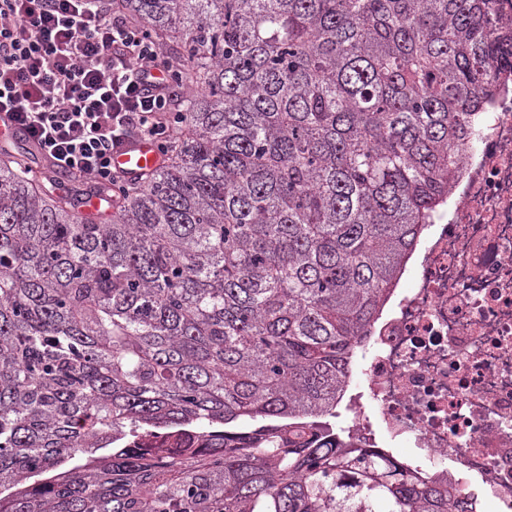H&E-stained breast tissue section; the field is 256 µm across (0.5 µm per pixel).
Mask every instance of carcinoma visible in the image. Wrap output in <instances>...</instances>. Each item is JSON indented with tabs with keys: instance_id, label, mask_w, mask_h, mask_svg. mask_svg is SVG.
Returning <instances> with one entry per match:
<instances>
[{
	"instance_id": "carcinoma-1",
	"label": "carcinoma",
	"mask_w": 512,
	"mask_h": 512,
	"mask_svg": "<svg viewBox=\"0 0 512 512\" xmlns=\"http://www.w3.org/2000/svg\"><path fill=\"white\" fill-rule=\"evenodd\" d=\"M112 10L182 121L95 221L0 145V512H473L324 419L501 85L497 0Z\"/></svg>"
}]
</instances>
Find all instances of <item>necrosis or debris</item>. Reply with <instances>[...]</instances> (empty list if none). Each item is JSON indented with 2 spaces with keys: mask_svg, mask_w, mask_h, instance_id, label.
Returning <instances> with one entry per match:
<instances>
[{
  "mask_svg": "<svg viewBox=\"0 0 512 512\" xmlns=\"http://www.w3.org/2000/svg\"><path fill=\"white\" fill-rule=\"evenodd\" d=\"M504 81L390 305L355 344L341 433L512 512V42Z\"/></svg>",
  "mask_w": 512,
  "mask_h": 512,
  "instance_id": "1",
  "label": "necrosis or debris"
}]
</instances>
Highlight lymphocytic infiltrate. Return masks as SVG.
<instances>
[{
  "mask_svg": "<svg viewBox=\"0 0 512 512\" xmlns=\"http://www.w3.org/2000/svg\"><path fill=\"white\" fill-rule=\"evenodd\" d=\"M172 69L104 0H0V113L54 169L118 185L116 145L136 136L167 151Z\"/></svg>",
  "mask_w": 512,
  "mask_h": 512,
  "instance_id": "lymphocytic-infiltrate-1",
  "label": "lymphocytic infiltrate"
}]
</instances>
